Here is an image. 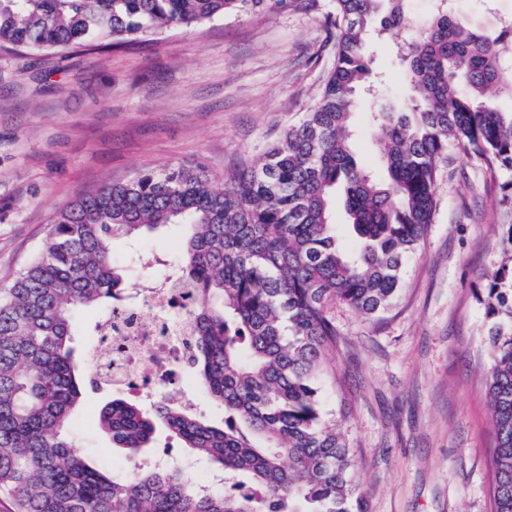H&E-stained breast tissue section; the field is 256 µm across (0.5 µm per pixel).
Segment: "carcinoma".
<instances>
[{
	"label": "carcinoma",
	"instance_id": "1",
	"mask_svg": "<svg viewBox=\"0 0 512 512\" xmlns=\"http://www.w3.org/2000/svg\"><path fill=\"white\" fill-rule=\"evenodd\" d=\"M334 64L317 103L262 160L219 181L170 166L79 194L51 218L42 251L0 289V492L16 512H367L350 450L320 400L342 303L375 318L395 301L406 258L437 207L438 164L452 151L502 178L497 208L512 253V33L491 36L437 0L423 37L397 47L411 95L372 114L378 169L356 158L353 107L369 83L364 45L411 24L407 0H334ZM287 0H0V48H130L150 34L202 25ZM342 191L355 248L334 222ZM184 228L178 271L191 312L189 367L224 407V427L159 400L146 411L116 394L97 424L130 457L167 429L233 483L205 490L182 467L147 466L127 480L76 451L69 425L86 371L74 315L107 305L133 282L112 243ZM486 375L493 416V512H512V263L486 272Z\"/></svg>",
	"mask_w": 512,
	"mask_h": 512
}]
</instances>
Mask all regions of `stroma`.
Listing matches in <instances>:
<instances>
[{"mask_svg":"<svg viewBox=\"0 0 512 512\" xmlns=\"http://www.w3.org/2000/svg\"><path fill=\"white\" fill-rule=\"evenodd\" d=\"M433 5L409 0L413 26L367 43L383 80L381 98H360L353 116V149L368 168L379 135L371 112L380 99H408L392 46L419 37L417 23ZM454 7L496 35L512 15V0ZM332 9L333 0H288L126 50H0V288L44 244L53 213L80 192L173 165L202 164L221 178L260 161L318 99L334 61ZM436 195L391 308L376 320L344 305L333 310L341 343L321 397L351 448L369 512H491V354L478 295L481 272L505 258L499 184L456 155L440 162ZM183 234L171 226L133 248L115 241L113 260L129 267L136 251L177 263ZM112 393L87 390L74 428L78 452L117 473L134 461L95 421Z\"/></svg>","mask_w":512,"mask_h":512,"instance_id":"1","label":"stroma"}]
</instances>
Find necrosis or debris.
I'll use <instances>...</instances> for the list:
<instances>
[{
	"label": "necrosis or debris",
	"mask_w": 512,
	"mask_h": 512,
	"mask_svg": "<svg viewBox=\"0 0 512 512\" xmlns=\"http://www.w3.org/2000/svg\"><path fill=\"white\" fill-rule=\"evenodd\" d=\"M194 306L173 271L136 282L125 300L113 303L101 325L104 347L90 354L87 369L134 398L174 385L188 365Z\"/></svg>",
	"instance_id": "obj_1"
}]
</instances>
